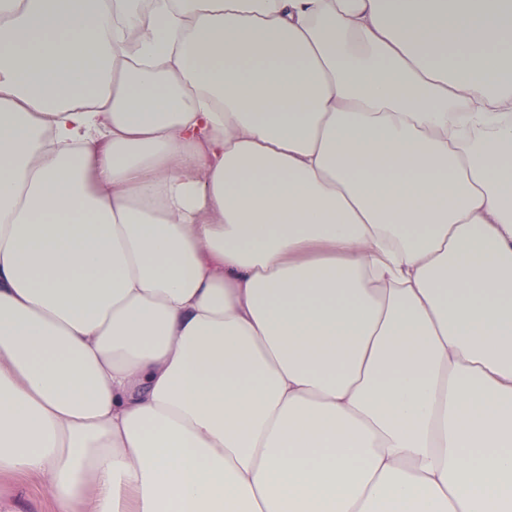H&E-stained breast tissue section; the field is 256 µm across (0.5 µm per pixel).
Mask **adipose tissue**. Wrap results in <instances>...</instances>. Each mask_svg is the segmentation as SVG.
I'll list each match as a JSON object with an SVG mask.
<instances>
[{
  "mask_svg": "<svg viewBox=\"0 0 512 512\" xmlns=\"http://www.w3.org/2000/svg\"><path fill=\"white\" fill-rule=\"evenodd\" d=\"M0 476L512 512V0H0Z\"/></svg>",
  "mask_w": 512,
  "mask_h": 512,
  "instance_id": "adipose-tissue-1",
  "label": "adipose tissue"
}]
</instances>
